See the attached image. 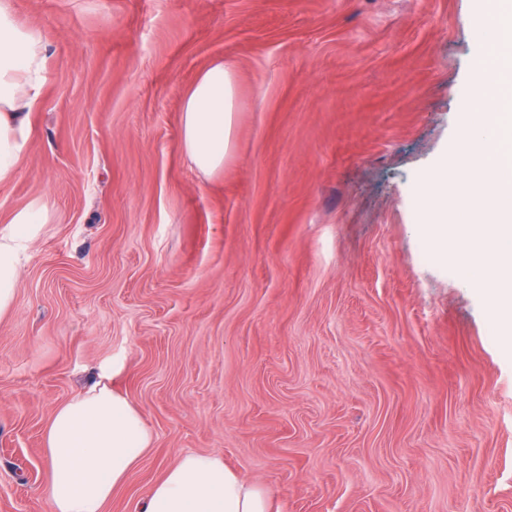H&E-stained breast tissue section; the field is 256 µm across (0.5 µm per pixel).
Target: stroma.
Segmentation results:
<instances>
[{"label":"stroma","instance_id":"stroma-1","mask_svg":"<svg viewBox=\"0 0 512 512\" xmlns=\"http://www.w3.org/2000/svg\"><path fill=\"white\" fill-rule=\"evenodd\" d=\"M14 6L50 69L0 234L50 215L0 320V512H48L43 431L115 361L154 446L106 512L188 451L281 512H512V345L417 232L487 37L469 0ZM218 57L239 112L206 178L181 103Z\"/></svg>","mask_w":512,"mask_h":512}]
</instances>
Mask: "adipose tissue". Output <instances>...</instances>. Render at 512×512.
Masks as SVG:
<instances>
[{
    "mask_svg": "<svg viewBox=\"0 0 512 512\" xmlns=\"http://www.w3.org/2000/svg\"><path fill=\"white\" fill-rule=\"evenodd\" d=\"M49 59L44 35L17 24L13 0H0V182L21 167L28 113L42 105ZM238 112L234 69L215 59L181 105L179 147L197 172L224 169ZM46 202L13 214L14 232L0 235V318L13 308L23 241L46 223ZM154 437L129 399L101 383L54 411L43 436L49 512H105L115 490L152 448ZM141 512H272L268 492L227 467L221 456L189 452L167 466Z\"/></svg>",
    "mask_w": 512,
    "mask_h": 512,
    "instance_id": "obj_1",
    "label": "adipose tissue"
}]
</instances>
